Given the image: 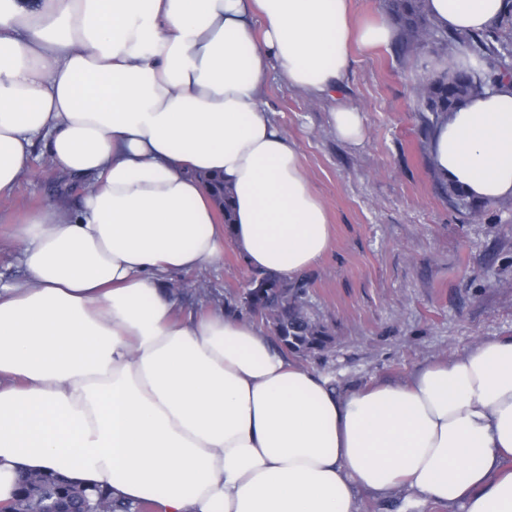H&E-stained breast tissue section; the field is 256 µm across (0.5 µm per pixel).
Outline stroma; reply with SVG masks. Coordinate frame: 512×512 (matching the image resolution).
<instances>
[{
    "instance_id": "1",
    "label": "stroma",
    "mask_w": 512,
    "mask_h": 512,
    "mask_svg": "<svg viewBox=\"0 0 512 512\" xmlns=\"http://www.w3.org/2000/svg\"><path fill=\"white\" fill-rule=\"evenodd\" d=\"M457 57L453 34L436 54L355 49L340 98L364 116L357 145L337 137L332 100L310 99L276 68L267 72L262 106L300 148L331 224L330 249L310 277L314 311L335 343L304 364L337 390L402 383L481 339L512 336V198L488 202L478 219L449 207L422 134L415 89ZM85 188L35 147L27 173L0 200V285L21 274L11 223L49 204L77 208ZM249 274L228 245L223 267L193 271L204 292L176 297L186 313L219 308Z\"/></svg>"
}]
</instances>
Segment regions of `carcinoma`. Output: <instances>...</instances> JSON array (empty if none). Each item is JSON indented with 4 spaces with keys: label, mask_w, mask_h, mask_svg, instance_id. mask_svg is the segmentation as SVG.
I'll return each instance as SVG.
<instances>
[{
    "label": "carcinoma",
    "mask_w": 512,
    "mask_h": 512,
    "mask_svg": "<svg viewBox=\"0 0 512 512\" xmlns=\"http://www.w3.org/2000/svg\"><path fill=\"white\" fill-rule=\"evenodd\" d=\"M427 0H386L388 12L400 28L399 46L402 50L426 49L437 53L444 49L447 38L437 37L438 29L431 23L426 10ZM460 53L465 62H452L440 73L419 84L417 98L422 111L431 114L425 118L423 131L434 125V118L449 113L469 98L483 95L492 85H501L512 75L508 60V43L494 45L481 38L460 39ZM211 196L224 210V224L232 221L230 197L224 189V180L218 176L205 179ZM310 276L302 274L292 279L273 272L251 271L245 289L232 299L224 300V309L240 317L248 315L261 319L277 345L286 354L306 359L327 352L334 336L327 326L311 311ZM51 495L60 493L82 496L86 509L93 512L99 504L109 512H146L148 503L126 504L100 491L96 494L48 474L21 473L16 492L8 503L14 512L33 509L32 485Z\"/></svg>",
    "instance_id": "obj_1"
}]
</instances>
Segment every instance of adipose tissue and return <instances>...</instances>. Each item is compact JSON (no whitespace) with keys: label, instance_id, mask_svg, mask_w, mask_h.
I'll use <instances>...</instances> for the list:
<instances>
[{"label":"adipose tissue","instance_id":"ef3b65f1","mask_svg":"<svg viewBox=\"0 0 512 512\" xmlns=\"http://www.w3.org/2000/svg\"><path fill=\"white\" fill-rule=\"evenodd\" d=\"M506 0H429L451 32L491 30ZM350 0H0V198L35 141L87 177L78 212L13 225L22 279L0 288V501L52 471L160 512H358L355 489H405L462 512H512V337L406 383L337 393L265 330L182 314L168 276L221 267L291 278L331 244L298 145L261 106L269 66L335 98ZM433 176L512 197V83L440 116ZM232 190L225 224L199 180Z\"/></svg>","mask_w":512,"mask_h":512}]
</instances>
